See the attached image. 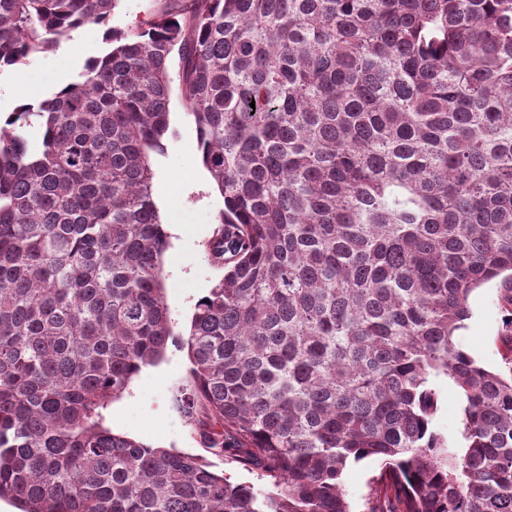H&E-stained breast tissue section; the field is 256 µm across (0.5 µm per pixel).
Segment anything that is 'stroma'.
Listing matches in <instances>:
<instances>
[{
	"label": "stroma",
	"mask_w": 512,
	"mask_h": 512,
	"mask_svg": "<svg viewBox=\"0 0 512 512\" xmlns=\"http://www.w3.org/2000/svg\"><path fill=\"white\" fill-rule=\"evenodd\" d=\"M179 7L178 0H117L109 25L124 32L146 30L165 11L175 12ZM78 35L89 40V52L75 50L74 39L66 37L22 63L1 70L0 82L6 90L0 93V111H14L21 99L38 104L62 85L78 80L89 59L103 56L109 49L101 27L85 26L79 29ZM170 118L171 132L165 141V151L152 157V190L160 220L168 233L163 279L173 330L178 337L187 333L197 300L215 282L205 243L214 232L224 200L202 164L194 124L177 85L172 88ZM469 304L472 316L456 341L479 364L498 367L505 325L497 284L475 290ZM434 383L440 408L433 425L447 437L454 451H461L464 399L451 378L442 375ZM189 387L187 352L176 338L168 343L161 359L143 367L132 377L124 393L107 403L101 411L102 422L113 432L144 444L208 459L214 471L230 476L234 482H255L254 473L210 455L200 444L177 402L178 394ZM380 469L379 461L372 458L346 469L343 481L353 512H365L372 482Z\"/></svg>",
	"instance_id": "1"
}]
</instances>
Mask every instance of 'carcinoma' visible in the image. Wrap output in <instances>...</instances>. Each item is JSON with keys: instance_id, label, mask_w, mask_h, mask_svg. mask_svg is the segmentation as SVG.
Masks as SVG:
<instances>
[{"instance_id": "carcinoma-1", "label": "carcinoma", "mask_w": 512, "mask_h": 512, "mask_svg": "<svg viewBox=\"0 0 512 512\" xmlns=\"http://www.w3.org/2000/svg\"><path fill=\"white\" fill-rule=\"evenodd\" d=\"M117 0H0V69ZM0 124V499L21 512H512V0H185ZM178 57L224 199L182 409L255 473L102 425L174 336L150 152ZM255 106H250V103ZM499 284L502 365L456 343ZM445 375L464 452L433 427ZM380 469L379 461L373 458L351 464L346 469L343 481L352 511L364 512L366 510L373 479L380 473Z\"/></svg>"}]
</instances>
